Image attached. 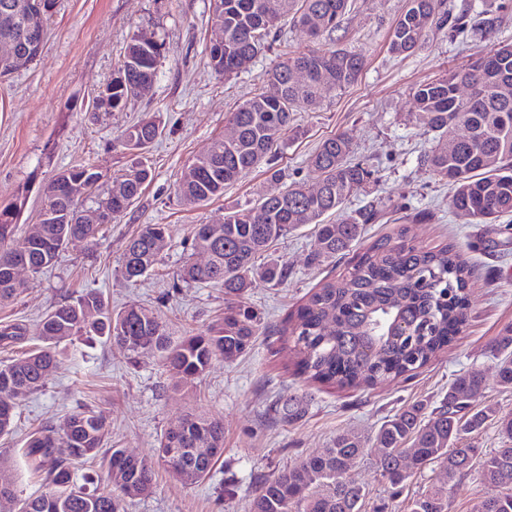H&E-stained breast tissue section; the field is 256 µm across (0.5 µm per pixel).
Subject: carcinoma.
I'll return each instance as SVG.
<instances>
[{
    "instance_id": "cac0c4a2",
    "label": "carcinoma",
    "mask_w": 512,
    "mask_h": 512,
    "mask_svg": "<svg viewBox=\"0 0 512 512\" xmlns=\"http://www.w3.org/2000/svg\"><path fill=\"white\" fill-rule=\"evenodd\" d=\"M17 0H0V41L16 43L28 57L22 64L0 61V79L29 66L48 16L26 20L7 10ZM349 0H210V22L224 28V54L209 51V67L229 79L255 61L266 47L271 30L286 17L317 39L340 26ZM390 41L397 54L414 50L431 25L442 28L448 14L441 0H406ZM495 70L488 71L487 53L477 51L470 63L423 83L414 91L419 120L434 133L423 162L433 174L453 186V212L483 224L512 214V44L491 50ZM161 46L138 37L127 43L123 60L112 75V110L119 111L129 93L148 95L155 83ZM308 71L309 81L289 82L293 68ZM364 67L363 59L343 48L314 47L302 53L288 51L266 71L260 87L230 113L237 135L214 139L208 151L182 171L176 195L187 207L201 206L224 195V188L268 161L273 146L293 130L294 112L318 99L353 85ZM471 85L475 97L463 99L458 87ZM468 136L455 139L456 125ZM161 134L152 117L144 118L121 134L123 147L133 153L148 149ZM352 142L345 133L325 139L311 159L321 189L315 193L302 183L290 185L253 207L234 209L217 224H198L194 249L208 252L210 264L187 263L181 278L224 289V317L206 332L174 338L151 308L130 303L114 311L102 293L87 290L49 310L41 320L44 346L0 366V437L14 431L17 409L41 392L57 367L56 347L71 336H105L136 359L157 355L166 370L189 378L205 375L212 361L227 363L251 350L262 326L246 295L259 283L282 285L288 264L271 257L275 242L304 224L317 225L310 261L320 265L340 258L359 240L370 215L344 212L350 197L360 193L372 173L350 160ZM89 166L57 173L45 192L42 210L59 211L66 223L46 221L36 237H16L13 211H0V305L15 301L24 284L14 281L10 269L24 262L36 273L51 266L60 250L76 239L91 238L103 224L121 217L139 197L149 171L135 163L113 181L123 192L100 193L101 182L77 196L67 193ZM98 215L90 222L88 213ZM335 221H326L327 217ZM167 233L163 224H145L128 242L123 274L142 277L157 262L154 245ZM470 269L454 248L424 251L404 244L379 241L356 256L348 275L327 281L285 321L281 335L294 337L296 368L310 381L339 388H367L388 379L408 378L448 347L467 318ZM410 332L392 333L395 319ZM490 352L498 359V384L512 390V328L495 341ZM486 379L476 368L457 375L438 403L421 402L389 417L374 436L381 453L379 472L392 488L432 463L441 465L446 484L465 475L479 460L489 483L512 485V413L493 404L480 408ZM488 421L497 424L504 447L485 454L468 441ZM109 425L93 410L70 413L58 426L31 433L24 445L27 468L42 478L46 491L20 500L19 512H117L113 501L127 494L146 496L154 487L151 461L126 457L120 448L101 452ZM366 439L354 432L336 436L322 452L299 460L287 470L262 479L253 491L248 512H361L360 500L348 497L347 472L363 454ZM59 448H70L66 456ZM224 453V421L206 413H191L168 426L159 439L158 458L182 482L203 481ZM102 457L103 486L89 489L73 479L77 462ZM13 461L0 453V495L17 496ZM407 512H448L445 484L433 486L407 506ZM478 512H512V494L482 502Z\"/></svg>"
}]
</instances>
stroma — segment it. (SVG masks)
Wrapping results in <instances>:
<instances>
[{"mask_svg": "<svg viewBox=\"0 0 512 512\" xmlns=\"http://www.w3.org/2000/svg\"><path fill=\"white\" fill-rule=\"evenodd\" d=\"M404 7L405 0H350L340 27L317 40L292 23H280L275 41L250 69L226 81L207 65L216 37L210 0H58L39 57L0 81V208L17 206L19 235L38 223L43 189L59 171L88 164L112 179L134 160L119 143L125 129L152 117L160 121L162 133L141 158L151 177L124 217L103 225L95 237L68 243L52 267L23 272L24 291L0 307V328L19 323L26 336L18 343L0 342V363L37 346L43 315L89 289L101 291L113 308L134 301L151 306L173 335L206 331L224 313V290L178 277L185 262L204 261L191 248L194 226L219 222L226 210L254 205L295 181L316 186L310 159L324 139L340 132L352 140L353 161L375 173L374 182L346 205L350 214L367 207L378 212L354 252L379 240L424 250L450 243L468 261L472 278L467 321L448 350L412 378L370 389L323 386L290 369L293 345L280 333L285 319L314 288L351 269L346 259L309 263L314 244L309 224L273 250L290 267L287 282L261 285L248 295L265 331L235 363L214 361L203 378L185 381L165 371L155 357L131 362L103 338L62 341L63 357L46 389L20 407L15 433L0 438V452L15 462L20 497L45 490L25 469L21 452L28 435L62 423L78 409L108 418V447L157 464L153 492L121 498L120 512H246L261 477L321 452L344 431L374 436L387 416L440 400L453 375L470 368L485 375L484 402L512 412V391L498 386L489 354L490 345L512 327V233L505 230L512 215L476 224L450 209L448 183L423 162L433 134L420 122L413 99L418 85L465 66L474 52L512 42V0H443L447 25L427 29L418 49L397 55L390 50V37ZM487 18L495 25L490 34L483 26ZM135 34L163 45L153 92L128 101L123 110H99L97 93ZM318 43L361 56L364 68L357 82L296 112V133L274 147L273 167L254 169L205 206L182 205L175 184L184 167L228 132L230 112L254 92L265 70L280 54ZM274 167L281 171L276 179L270 173ZM144 224H164L169 231L155 270L133 282L122 273L123 253ZM195 412L223 417L224 455L208 478L185 485L158 465V438L171 423ZM348 477L364 492L362 512L380 507L405 512L441 472L439 465H429L394 490L379 476L377 449L368 448ZM497 493L479 467H472L450 489L449 512H477Z\"/></svg>", "mask_w": 512, "mask_h": 512, "instance_id": "1", "label": "stroma"}]
</instances>
